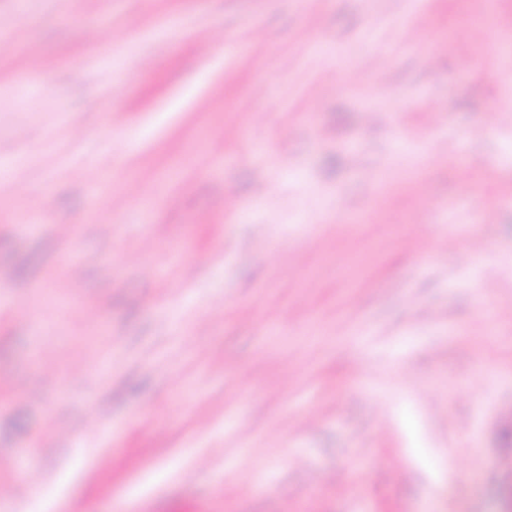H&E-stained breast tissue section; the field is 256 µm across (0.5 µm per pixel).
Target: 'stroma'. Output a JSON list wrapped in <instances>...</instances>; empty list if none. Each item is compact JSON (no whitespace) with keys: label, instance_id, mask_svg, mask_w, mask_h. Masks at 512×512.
I'll use <instances>...</instances> for the list:
<instances>
[{"label":"stroma","instance_id":"1","mask_svg":"<svg viewBox=\"0 0 512 512\" xmlns=\"http://www.w3.org/2000/svg\"><path fill=\"white\" fill-rule=\"evenodd\" d=\"M509 102L512 0H0V512H512Z\"/></svg>","mask_w":512,"mask_h":512}]
</instances>
